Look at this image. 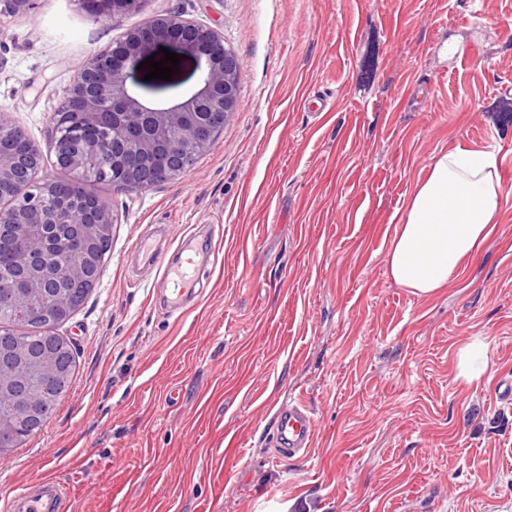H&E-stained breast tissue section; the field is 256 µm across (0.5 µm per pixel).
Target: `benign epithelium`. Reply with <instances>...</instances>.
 <instances>
[{
  "label": "benign epithelium",
  "mask_w": 512,
  "mask_h": 512,
  "mask_svg": "<svg viewBox=\"0 0 512 512\" xmlns=\"http://www.w3.org/2000/svg\"><path fill=\"white\" fill-rule=\"evenodd\" d=\"M88 11L98 17L112 19L120 14L127 0H81ZM161 47L178 53L196 64L195 86L175 102H157L145 98L138 84L131 81L139 64ZM241 73L240 62L228 60L224 35L217 30L179 15L156 16L138 27L122 40L118 48L107 47L91 53L78 68L68 90L67 98L80 101L67 125L69 132H52L51 147L55 156L56 175L36 179L32 170L40 166L41 149L29 141L26 162H21L7 145L11 135H27L6 114H0V236L19 230L25 232L34 225L51 227L60 223L67 202L57 199L55 185L61 177L81 183L85 171L83 162L94 158L101 175L113 178L112 144H126L130 139L125 115H137L141 124L150 130L172 134L173 150L178 155L201 151L206 141L183 129L184 116L189 112L235 111ZM76 223L82 225L80 235L87 233V225L95 224L100 233L108 231L113 223L108 204L95 200L92 207H84ZM26 263L34 271L47 273L62 269L70 276L84 281L86 287L97 286L100 273H89L83 250L59 253L52 243V235H31L26 241ZM19 287L14 272L0 266V307L11 306L12 289Z\"/></svg>",
  "instance_id": "benign-epithelium-1"
}]
</instances>
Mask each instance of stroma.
I'll return each mask as SVG.
<instances>
[{
  "label": "stroma",
  "instance_id": "obj_1",
  "mask_svg": "<svg viewBox=\"0 0 512 512\" xmlns=\"http://www.w3.org/2000/svg\"><path fill=\"white\" fill-rule=\"evenodd\" d=\"M219 30L239 102L180 179L105 184L112 252L58 328L79 349L45 428L0 459V508L71 483L70 512H512V197L483 250L429 297L395 285L397 217L431 159L493 151L512 188V0H143L120 20L77 0L0 16V114L40 146L82 61L158 15ZM331 99L321 114L306 100ZM211 231V272L182 316L131 282L155 225ZM487 344L464 385L454 352ZM302 399L309 455L277 459L276 410Z\"/></svg>",
  "mask_w": 512,
  "mask_h": 512
}]
</instances>
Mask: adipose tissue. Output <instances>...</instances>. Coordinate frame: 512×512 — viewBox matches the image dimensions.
<instances>
[{
	"instance_id": "1",
	"label": "adipose tissue",
	"mask_w": 512,
	"mask_h": 512,
	"mask_svg": "<svg viewBox=\"0 0 512 512\" xmlns=\"http://www.w3.org/2000/svg\"><path fill=\"white\" fill-rule=\"evenodd\" d=\"M507 197L493 153L459 143L435 155L404 206L387 253L393 283L421 297L451 285L465 260L483 250ZM455 361L457 381L480 380L488 371L484 342L470 337Z\"/></svg>"
}]
</instances>
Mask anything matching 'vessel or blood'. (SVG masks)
I'll return each instance as SVG.
<instances>
[{
	"label": "vessel or blood",
	"instance_id": "obj_1",
	"mask_svg": "<svg viewBox=\"0 0 512 512\" xmlns=\"http://www.w3.org/2000/svg\"><path fill=\"white\" fill-rule=\"evenodd\" d=\"M133 252L136 257L133 278H140L145 272L154 273L162 287L167 312L182 314L200 283L198 266L171 258L168 249L159 247L148 232L136 238ZM314 437L315 420L302 401L296 400L280 407L274 433L278 454L291 457L308 455ZM70 495L68 485L53 477L45 478L15 493L7 501L5 512H69Z\"/></svg>",
	"mask_w": 512,
	"mask_h": 512
}]
</instances>
